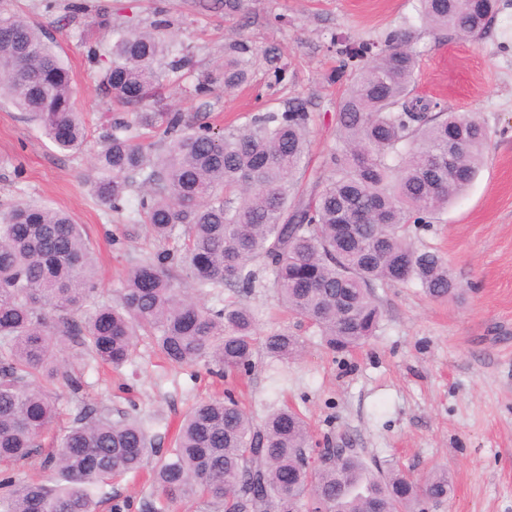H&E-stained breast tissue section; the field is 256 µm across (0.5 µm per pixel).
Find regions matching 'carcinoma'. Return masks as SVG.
<instances>
[{"instance_id":"1","label":"carcinoma","mask_w":512,"mask_h":512,"mask_svg":"<svg viewBox=\"0 0 512 512\" xmlns=\"http://www.w3.org/2000/svg\"><path fill=\"white\" fill-rule=\"evenodd\" d=\"M498 0H421L419 21L477 39ZM171 22L112 30L103 84L121 111L112 116L87 174L96 199L135 212L162 245L140 255L115 304L84 320L77 311L96 288L95 263L82 225L61 209L21 201L0 219V512H96L98 491L144 468L155 444L141 420L88 405L43 448L62 383L83 382L59 349L75 340L116 367L140 333L165 360L207 359L225 372L247 371L263 352L286 362L303 349L287 330L260 337L241 302L204 306L182 288L254 286L270 273L279 303L309 321L332 353L364 345L382 311L375 289L411 285L432 300L462 298L463 288L436 251L418 248L412 226L433 224L474 180L489 139L478 119L414 94L420 54L411 32H389L384 47L338 48L351 88L336 102L338 144L308 196L298 188L311 137L300 103L255 114L243 128L193 126L178 110L151 105L164 81L190 70L188 51L165 34ZM0 100L27 113L60 151L85 144L75 88L55 41L19 16H0ZM254 63L244 41L224 50V66L197 78L206 96L222 83H247ZM153 134L148 152L136 139ZM53 316H46V310ZM312 443L305 419L280 409L256 422L227 395L196 404L168 457L149 472L159 504L196 495L206 512H419L448 500L453 484L439 467L418 482L408 472L369 467L350 448H324L305 465ZM40 458L44 480L13 465Z\"/></svg>"}]
</instances>
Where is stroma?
Segmentation results:
<instances>
[{
  "label": "stroma",
  "mask_w": 512,
  "mask_h": 512,
  "mask_svg": "<svg viewBox=\"0 0 512 512\" xmlns=\"http://www.w3.org/2000/svg\"><path fill=\"white\" fill-rule=\"evenodd\" d=\"M236 3L229 10L224 0H0V15L28 18L57 43L88 133L80 151H59L35 122L0 101V215L24 200L69 211L97 258V289L83 313L116 302L131 264L156 244L132 210L103 206L85 180L113 108L102 64L88 58L85 40L105 48L113 26L146 27L165 15L170 35L190 50L193 68L163 86L157 106L177 108L192 123L236 128L257 112L305 103L312 128L303 182L308 189L336 148V102L350 87L349 76L337 74L332 41H380L409 27L420 53L416 94L476 116L491 134L475 181L435 224L412 232L417 247L444 255L464 298L448 303L411 286L377 289L383 317L375 336L360 349L334 355L315 328L279 306L262 272L248 292L218 288L199 301L214 308L247 303L258 314L260 335L285 328L301 337V359L285 363L261 353L249 373L224 378L205 361L168 365L146 337L118 369L68 344L62 354L79 367L84 386L76 394L64 391L52 435L95 403L136 411L164 455L195 402L229 392L258 421L272 409L292 407L308 422L313 442L355 449L367 462L420 478L447 466L454 491L438 512H512V0H499L476 42L421 26L418 0ZM233 40L246 41L256 53L249 83L195 96L197 77L221 67L224 46ZM277 67L286 72L279 84L272 81ZM100 496L96 512H110L116 501L128 502L129 512H150L154 500L144 477L132 475L113 480Z\"/></svg>",
  "instance_id": "1"
}]
</instances>
